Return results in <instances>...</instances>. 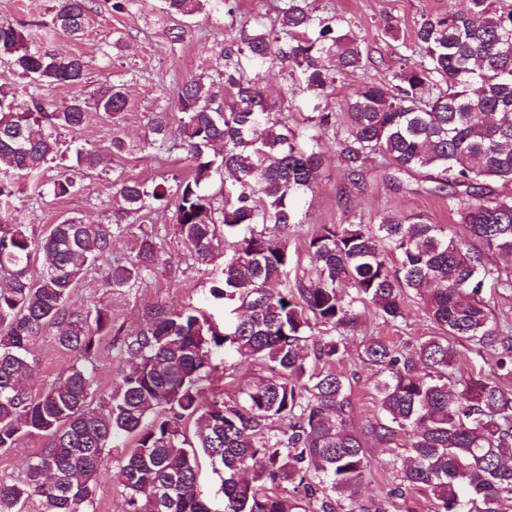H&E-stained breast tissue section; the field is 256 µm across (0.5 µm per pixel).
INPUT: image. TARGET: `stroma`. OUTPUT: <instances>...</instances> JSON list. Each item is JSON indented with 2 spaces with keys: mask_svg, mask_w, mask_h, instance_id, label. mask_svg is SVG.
Masks as SVG:
<instances>
[{
  "mask_svg": "<svg viewBox=\"0 0 512 512\" xmlns=\"http://www.w3.org/2000/svg\"><path fill=\"white\" fill-rule=\"evenodd\" d=\"M115 0H91L92 10L83 35L72 39L54 31L52 18L58 0H0V19L24 23L33 45L44 46L57 53L79 54L85 61V77L81 85L42 87L44 98L55 107L64 106L72 96L99 94L110 87L122 86L128 106L118 115L116 124L125 139L135 144L134 153L113 157L107 125L98 113H90L80 133L62 130L57 134L65 164H72L75 147L98 154L104 163L82 180L75 194L58 198L45 192L36 194L27 180L17 184L15 200L18 221L28 224L35 238H42L50 226L76 215L89 224H110L119 200L112 189V169L121 167L125 176L147 183L174 181L190 174L193 164L178 146L160 153L145 146L147 122L152 112L166 109L171 120H179L175 106L176 79L194 75L212 80L222 62L219 52L235 39L241 28L255 22L273 26L278 22L281 0H230L232 15L212 13L186 21L163 15L158 0H134L130 7L115 10ZM313 15L337 16L348 34L368 47L370 59L356 71L341 75L335 94L317 97L294 93L286 69L274 66L249 73L259 74L261 87L275 113L288 118L289 126L302 140L318 136L326 156V167L313 192L307 194L298 223L288 227V248L294 261L289 277L309 272L306 257L308 237L323 224H346L358 218L392 213H417L437 224H456L457 217L448 205V197L437 192L435 184L420 174H404L399 184H392L380 161L367 162L360 184H352L343 164L336 158L337 126L317 133L308 119L317 112H341L346 95L363 84L389 81L399 69L404 55L415 47V31L423 16L438 14L448 6L464 8L466 0H308ZM183 31V39L172 43L170 29ZM173 205L155 207L149 220L130 224L114 233L110 250L72 289L68 308L85 311L102 307L112 314V333L104 337L94 352L95 380L98 394L110 393L124 373L135 364L125 341L130 333L146 321V311L154 305L171 308L197 307L216 325L224 323V306L214 299L210 289L222 277L225 248L216 242L208 259H198L184 244L173 218ZM151 235L159 257L141 280L125 288L105 285L110 266L134 261L137 242ZM434 329L426 321L417 304H408L399 326H391L366 315L346 340L344 358L338 371L350 380L355 407V426L377 410L374 385L376 368L360 359L363 345L370 339H384L397 344L415 343ZM32 393H39L57 376L66 374L76 364L75 354L50 341L31 350ZM131 448L120 442L106 449L108 473L102 476L94 501V512H124L123 487L117 477L119 465ZM402 448L370 446V466L363 477L362 497L380 498L395 486L398 472L394 461Z\"/></svg>",
  "mask_w": 512,
  "mask_h": 512,
  "instance_id": "35a3bbf8",
  "label": "stroma"
}]
</instances>
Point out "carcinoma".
I'll return each instance as SVG.
<instances>
[{
    "label": "carcinoma",
    "mask_w": 512,
    "mask_h": 512,
    "mask_svg": "<svg viewBox=\"0 0 512 512\" xmlns=\"http://www.w3.org/2000/svg\"><path fill=\"white\" fill-rule=\"evenodd\" d=\"M88 2L59 0L53 28L82 34ZM161 4L162 13L184 19L224 8V0ZM415 41L418 58H406L391 81L367 83L345 98L336 153L354 184L376 157L394 183L402 173H429L448 192L463 233L420 215L324 224L306 245L310 277L288 284V238L266 233L267 225L282 233L299 223L297 201L313 190L326 160L319 140L298 146L258 81L244 78L239 56L294 65L300 90L329 96L337 77L362 67L367 53L341 18L287 0L278 28L242 29L221 50L220 89L201 76L177 86V139L195 163L191 176L149 185L113 170L118 220L143 223L155 204L171 201L181 237L203 258L224 227V278L211 295L224 300L227 317L221 332L195 307L150 308L127 341L137 367L96 405L84 365L29 393L27 354L48 340L88 359L112 333L108 311L66 307L72 288L109 249L111 226L73 215L35 239L15 218L0 224V279L7 282L0 287V451L28 436L49 439L22 475L0 481V512H22L34 496L42 512H90L104 451L118 439L134 442L120 465L125 512H212L198 491L200 451L220 463L224 512H336L340 501L350 512H391L393 499L412 490L425 491L440 512H499L512 498V388L503 383L512 379V326L495 320L484 296L488 283L512 287L487 262L489 253L512 255V198L489 187L512 182V0H469L465 11L450 6L425 16ZM0 62L32 87L21 96L0 83V214H7L16 178L36 182L57 160L58 130L79 132L92 111L112 119L128 99L113 87L50 106L41 86L81 84L85 62L32 46L24 25L8 19H0ZM171 137L169 112L152 113L148 144L162 149ZM217 143L218 155L211 153ZM75 161L52 179L55 197L75 193L76 171L100 164L81 148ZM157 259L154 241L143 237L136 260L111 267L106 283L127 286ZM33 262L42 267L36 281L27 277ZM409 297L438 333L413 345H363L361 361L380 379L377 412L357 430L351 383L334 369L345 333L358 327L362 308L388 323L405 318ZM456 342L494 351L497 373L463 377ZM214 346L224 347L228 378L235 359L263 365L229 401H206ZM402 437L398 486L377 502L359 499L368 445ZM159 487L166 489L161 502L153 498Z\"/></svg>",
    "instance_id": "carcinoma-1"
}]
</instances>
